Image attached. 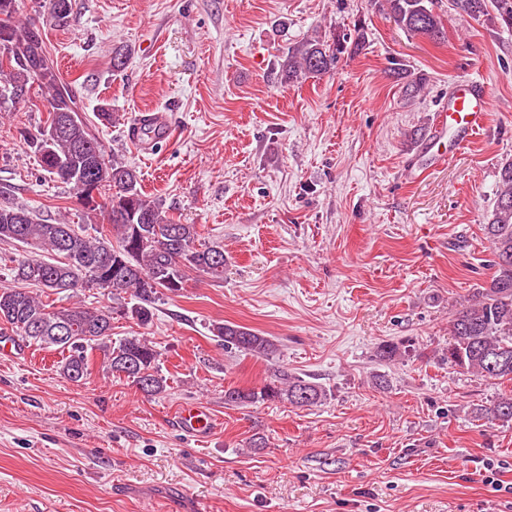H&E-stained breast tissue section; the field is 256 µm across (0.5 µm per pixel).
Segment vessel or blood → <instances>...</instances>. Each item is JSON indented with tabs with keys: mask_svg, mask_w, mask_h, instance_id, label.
<instances>
[{
	"mask_svg": "<svg viewBox=\"0 0 512 512\" xmlns=\"http://www.w3.org/2000/svg\"><path fill=\"white\" fill-rule=\"evenodd\" d=\"M490 98L484 85L476 80H466L456 85L448 100V108L442 120V128L451 135L449 151H457L470 142L489 120ZM153 128L161 136H168L171 123L168 113L152 110L140 113L129 128L131 140L148 149L151 141L143 131Z\"/></svg>",
	"mask_w": 512,
	"mask_h": 512,
	"instance_id": "obj_1",
	"label": "vessel or blood"
}]
</instances>
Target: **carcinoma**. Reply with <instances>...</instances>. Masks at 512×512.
<instances>
[{"mask_svg":"<svg viewBox=\"0 0 512 512\" xmlns=\"http://www.w3.org/2000/svg\"><path fill=\"white\" fill-rule=\"evenodd\" d=\"M437 0H385L393 21L408 33L443 41L446 32L435 10ZM462 16L488 17L512 27V0H451ZM22 0H0V105L19 103L33 85L44 92L48 116L35 134L24 135L38 165L49 178L70 186L83 224H95L88 236L82 224L39 219L25 206L0 201V241L21 245L11 258L13 280L45 293L74 296L90 289L112 297V308H88L77 302L51 307L31 292L0 287V335L68 351L60 370L79 381L89 375L88 351L103 352L112 373L131 380L148 395L166 390L156 370L158 352L146 338L130 336L112 343V319L126 316L144 327L151 323L158 294L185 288L189 273L224 279V248L201 241L195 224L169 216L163 200L146 195L137 171L109 157L102 142L71 106L81 104L63 82L36 31L20 20ZM347 50V39L307 38L288 49L280 64V82L299 83L326 74ZM108 224L98 223L99 217ZM492 244L493 275L453 312L448 347L442 360L486 380H512V161L499 170L493 208L485 224ZM133 300L128 304L126 299ZM225 350L268 357L276 351L269 337L224 322L212 326ZM327 391L300 375L277 371L263 385L229 388L224 404L246 407L286 402L316 406ZM477 421L512 424V393H501L474 409Z\"/></svg>","mask_w":512,"mask_h":512,"instance_id":"obj_1","label":"carcinoma"}]
</instances>
